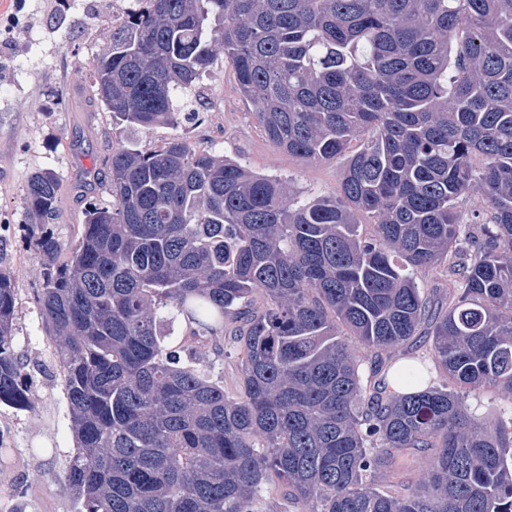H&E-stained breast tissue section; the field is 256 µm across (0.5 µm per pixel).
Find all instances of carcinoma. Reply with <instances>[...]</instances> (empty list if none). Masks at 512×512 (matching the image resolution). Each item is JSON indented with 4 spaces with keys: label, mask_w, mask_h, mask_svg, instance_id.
<instances>
[{
    "label": "carcinoma",
    "mask_w": 512,
    "mask_h": 512,
    "mask_svg": "<svg viewBox=\"0 0 512 512\" xmlns=\"http://www.w3.org/2000/svg\"><path fill=\"white\" fill-rule=\"evenodd\" d=\"M136 2L89 67L113 123L195 119L186 95L222 52L276 149L344 167L300 200L180 139L122 146L112 205L68 254L32 229L80 512H263L271 486L301 512H512V414L465 403L512 396V0ZM58 188L33 173L29 213L53 215ZM441 266L444 310L418 283ZM15 312L0 269V404L25 410ZM427 320L442 386L362 377L360 351ZM208 351L237 358L234 392ZM406 453L430 460L414 487L386 480ZM466 403L471 408H478V413H484L488 408H505L506 412L510 414L512 409V399L501 398L493 392H481L479 395L471 394L466 398Z\"/></svg>",
    "instance_id": "carcinoma-1"
}]
</instances>
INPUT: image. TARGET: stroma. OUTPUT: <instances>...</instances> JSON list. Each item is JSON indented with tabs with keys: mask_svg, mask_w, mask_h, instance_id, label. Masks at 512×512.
Segmentation results:
<instances>
[{
	"mask_svg": "<svg viewBox=\"0 0 512 512\" xmlns=\"http://www.w3.org/2000/svg\"><path fill=\"white\" fill-rule=\"evenodd\" d=\"M113 0H0V268L17 293L13 349L34 403L0 404V512H79L64 471L76 441L55 345L36 303L42 260L25 206L29 177L43 170L59 184L48 226L63 248L80 236L88 203L112 200L105 167L118 147L159 146L178 138L287 181L308 198L335 193L342 161L308 164L278 151L256 123L227 62L199 82L198 123L150 132L113 124L88 77L112 27Z\"/></svg>",
	"mask_w": 512,
	"mask_h": 512,
	"instance_id": "1",
	"label": "stroma"
}]
</instances>
